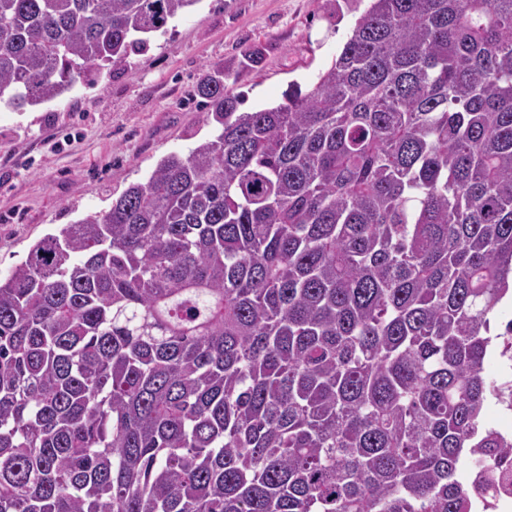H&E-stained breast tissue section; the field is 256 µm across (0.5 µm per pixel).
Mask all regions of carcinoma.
<instances>
[{
    "label": "carcinoma",
    "instance_id": "cac0c4a2",
    "mask_svg": "<svg viewBox=\"0 0 512 512\" xmlns=\"http://www.w3.org/2000/svg\"><path fill=\"white\" fill-rule=\"evenodd\" d=\"M199 0H0V102ZM0 278V512H472L512 321V0H370L275 107Z\"/></svg>",
    "mask_w": 512,
    "mask_h": 512
}]
</instances>
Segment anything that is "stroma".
<instances>
[{
  "label": "stroma",
  "mask_w": 512,
  "mask_h": 512,
  "mask_svg": "<svg viewBox=\"0 0 512 512\" xmlns=\"http://www.w3.org/2000/svg\"><path fill=\"white\" fill-rule=\"evenodd\" d=\"M366 0H198L146 51L61 96L0 105V276L41 238L108 210L161 159L214 132L204 79L220 69L252 111L309 90Z\"/></svg>",
  "instance_id": "stroma-1"
}]
</instances>
